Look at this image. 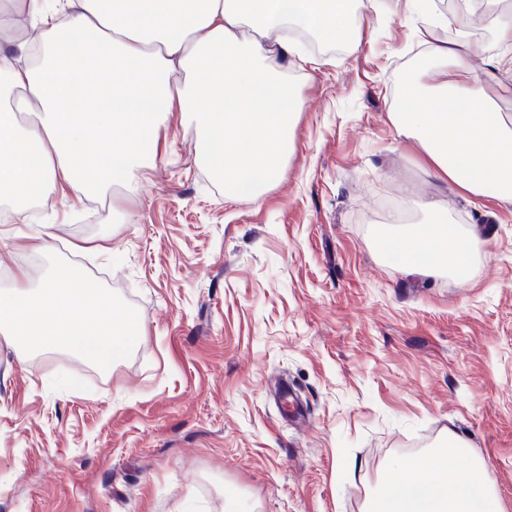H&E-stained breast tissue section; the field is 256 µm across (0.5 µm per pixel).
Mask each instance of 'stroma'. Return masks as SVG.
Segmentation results:
<instances>
[{
  "label": "stroma",
  "instance_id": "1",
  "mask_svg": "<svg viewBox=\"0 0 512 512\" xmlns=\"http://www.w3.org/2000/svg\"><path fill=\"white\" fill-rule=\"evenodd\" d=\"M404 7L358 20L357 49L288 67L301 97L280 178L232 196L198 156L192 116L101 200L27 208L52 254L0 263L34 280L69 266L143 334L108 368L65 352L19 363L0 335V512H363L392 460L449 433L512 512V205L427 174L388 112L415 73ZM439 202L475 234L462 276L401 266L377 236Z\"/></svg>",
  "mask_w": 512,
  "mask_h": 512
}]
</instances>
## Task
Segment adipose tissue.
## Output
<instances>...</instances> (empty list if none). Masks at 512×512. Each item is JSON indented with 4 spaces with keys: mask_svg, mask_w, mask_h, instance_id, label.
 I'll return each mask as SVG.
<instances>
[{
    "mask_svg": "<svg viewBox=\"0 0 512 512\" xmlns=\"http://www.w3.org/2000/svg\"><path fill=\"white\" fill-rule=\"evenodd\" d=\"M40 26L36 65L27 43L0 46V200L60 188L105 197L156 155L159 129L174 113L200 116V145L211 168L243 193L275 182L297 108L282 59L303 62L293 32L329 45L358 43L354 10H388L387 0H21ZM479 0H457L453 15L435 0H405L421 30L434 84L407 77L403 109L389 118L414 141L431 175L469 198L493 192L512 204V13L486 24L499 54L482 70L468 39L437 38L469 28ZM400 264L465 271L470 244L453 225L402 223L389 216ZM0 289V332L21 352H69L108 367L138 342L141 328L110 294L70 267L35 284L18 271ZM457 444L434 451L428 470L390 463L366 512H501L487 468L450 462Z\"/></svg>",
    "mask_w": 512,
    "mask_h": 512,
    "instance_id": "ef3b65f1",
    "label": "adipose tissue"
}]
</instances>
